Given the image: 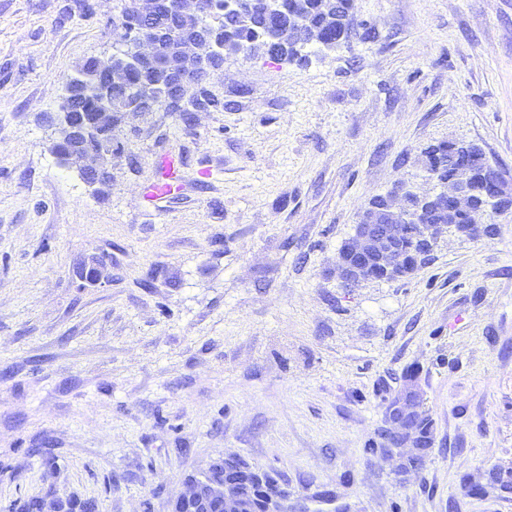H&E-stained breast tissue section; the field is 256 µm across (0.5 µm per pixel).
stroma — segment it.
Segmentation results:
<instances>
[{"mask_svg": "<svg viewBox=\"0 0 512 512\" xmlns=\"http://www.w3.org/2000/svg\"><path fill=\"white\" fill-rule=\"evenodd\" d=\"M352 3L334 51L228 53L203 83L219 107L127 113L97 191L51 119L120 49L121 0H0L1 505L170 512L236 453L313 512H512L486 486L512 479V211L412 276L332 271L373 196L435 190L428 145L477 144L512 180V0ZM165 154L183 188L153 203ZM409 370L434 446L403 478L378 431Z\"/></svg>", "mask_w": 512, "mask_h": 512, "instance_id": "stroma-1", "label": "stroma"}]
</instances>
